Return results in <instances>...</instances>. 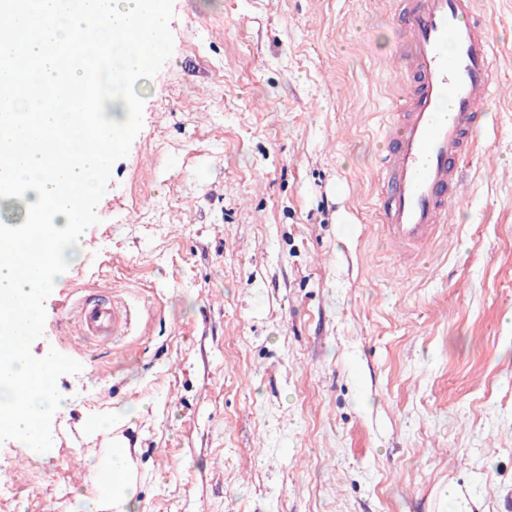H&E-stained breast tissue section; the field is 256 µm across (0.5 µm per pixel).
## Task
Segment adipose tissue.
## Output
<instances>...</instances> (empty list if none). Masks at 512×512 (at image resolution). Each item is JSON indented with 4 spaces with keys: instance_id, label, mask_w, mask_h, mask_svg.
I'll return each instance as SVG.
<instances>
[{
    "instance_id": "ef3b65f1",
    "label": "adipose tissue",
    "mask_w": 512,
    "mask_h": 512,
    "mask_svg": "<svg viewBox=\"0 0 512 512\" xmlns=\"http://www.w3.org/2000/svg\"><path fill=\"white\" fill-rule=\"evenodd\" d=\"M44 167V152L41 146L33 144L25 152L19 169H0V190L20 186L27 216L47 218L58 239L48 264L37 266L34 274H22L14 265L0 262V302L16 306L19 318L26 320L32 317L44 279L65 275L77 260L69 247L77 234L72 205L74 201L95 197L94 184L100 171L98 158L92 154L68 164L60 180L47 176ZM63 180L69 184L70 193H60L58 186ZM30 368L31 363L23 353L0 361V424L19 436L33 433L40 420L60 406L45 387L26 385ZM89 471L96 490L78 498L75 512H102L107 504L112 505L114 512H139L130 448L116 443L107 459L90 463Z\"/></svg>"
}]
</instances>
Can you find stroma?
Returning a JSON list of instances; mask_svg holds the SVG:
<instances>
[{
    "instance_id": "obj_1",
    "label": "stroma",
    "mask_w": 512,
    "mask_h": 512,
    "mask_svg": "<svg viewBox=\"0 0 512 512\" xmlns=\"http://www.w3.org/2000/svg\"><path fill=\"white\" fill-rule=\"evenodd\" d=\"M478 6L494 120L406 264L373 205L388 0H173L143 126L38 298L63 410L0 430V512H74L118 439L142 512H512V0ZM88 287L136 311L123 350L73 336Z\"/></svg>"
}]
</instances>
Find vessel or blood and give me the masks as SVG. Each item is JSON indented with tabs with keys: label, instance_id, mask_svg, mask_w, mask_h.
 <instances>
[{
	"label": "vessel or blood",
	"instance_id": "vessel-or-blood-1",
	"mask_svg": "<svg viewBox=\"0 0 512 512\" xmlns=\"http://www.w3.org/2000/svg\"><path fill=\"white\" fill-rule=\"evenodd\" d=\"M402 80L388 105L377 175L382 227L395 251L419 262L448 232V208L466 182L477 133L498 98V57L476 0H395ZM75 332L120 343L132 312L83 295Z\"/></svg>",
	"mask_w": 512,
	"mask_h": 512
}]
</instances>
